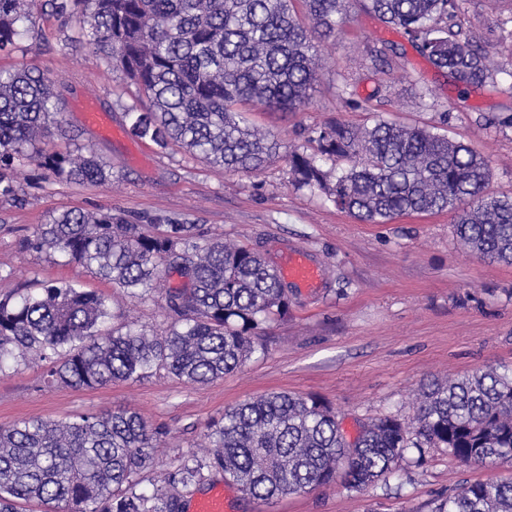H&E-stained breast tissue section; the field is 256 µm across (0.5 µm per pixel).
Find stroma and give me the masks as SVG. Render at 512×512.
Instances as JSON below:
<instances>
[{
	"instance_id": "35a3bbf8",
	"label": "stroma",
	"mask_w": 512,
	"mask_h": 512,
	"mask_svg": "<svg viewBox=\"0 0 512 512\" xmlns=\"http://www.w3.org/2000/svg\"><path fill=\"white\" fill-rule=\"evenodd\" d=\"M36 29L18 48L0 51V68H28L53 81L65 135L48 150L89 146L111 167L112 182L70 183L31 165L18 169L16 196L0 195V295L40 280H74L112 297L109 327L128 323L163 331L164 291L130 296L77 264L21 251L17 240L67 209L143 220L164 216L204 234L258 248L271 263L300 248L318 264L323 286L293 289L285 315L266 324L264 351L242 369L206 385L160 371L139 382L76 390L45 385L40 362L17 359L0 369V425L22 419L65 421L81 413L118 408L139 411L169 435L142 471L146 493L177 495L182 512L222 473L205 468L197 481L173 484L183 460L201 455L210 424L226 407L271 391L312 395L339 411L354 436L359 424L382 415L411 416L418 386L436 377L512 368V265L476 258L454 232V215L413 214L389 224L357 222L319 189L291 181L287 157L256 175L224 171L178 147L161 148L132 136L125 117L139 93L104 69L77 42L79 19L57 14L39 0ZM461 18L491 52L512 56V0H465ZM383 41L405 48L386 73L375 72L369 50ZM380 99H373V90ZM107 112L118 136L89 126L87 103ZM406 126L437 127L490 161L491 190L512 196V74L485 89L459 95L396 29L352 4L340 34L320 43L319 79L302 112L246 113L285 147L312 150L313 130L331 122L372 124L376 116ZM439 448L412 465L356 492L341 485L288 495L276 505L236 494L233 512H432L436 500L466 481L485 478Z\"/></svg>"
}]
</instances>
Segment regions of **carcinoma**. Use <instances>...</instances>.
I'll use <instances>...</instances> for the list:
<instances>
[{
  "label": "carcinoma",
  "instance_id": "carcinoma-1",
  "mask_svg": "<svg viewBox=\"0 0 512 512\" xmlns=\"http://www.w3.org/2000/svg\"><path fill=\"white\" fill-rule=\"evenodd\" d=\"M56 0L82 18L80 41L108 71H119L150 100L130 108L131 131L161 148L176 143L227 171L259 173L279 153L269 132L242 113L299 112L318 81L312 35L328 38L347 20L346 0ZM362 9L401 31L435 69L465 93L492 83L512 58L491 56L460 20L463 0H360ZM37 0H0V50L36 25ZM396 47L370 51L374 69ZM52 82L25 69H0V192L16 195L5 171L37 165L70 182L112 181L94 150L50 152L63 133ZM316 154L288 153L292 183L319 187L356 220L386 224L409 213L457 211L456 235L479 259L512 264V197L489 190L491 166L470 145L425 127L377 117L373 124L325 125ZM357 159L333 183L317 156ZM27 252L52 251L115 288L145 297L177 274L166 329L103 330L112 298L67 281H33L0 298V369L32 355L44 381L93 389L140 381L164 370L208 384L241 367L263 345V326L288 311V284L258 250L210 239L192 224H141L112 212L68 210L19 239ZM167 432L136 411L83 414L67 422L0 427V512L20 500L63 503L67 512H179L178 499L138 491L140 474ZM205 462H184L179 481L205 465L240 491L270 504L286 494L341 482L362 490L396 473L414 448H446L483 468L512 462V369L477 371L420 386L411 421L384 415L349 439L338 414L314 396L270 392L224 411L207 434ZM433 512H512V480L467 481Z\"/></svg>",
  "mask_w": 512,
  "mask_h": 512
}]
</instances>
